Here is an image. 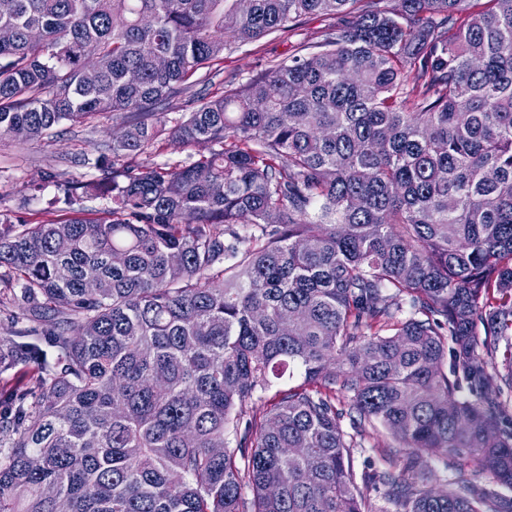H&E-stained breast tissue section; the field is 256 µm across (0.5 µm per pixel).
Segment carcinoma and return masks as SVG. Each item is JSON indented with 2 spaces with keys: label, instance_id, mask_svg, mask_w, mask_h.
<instances>
[{
  "label": "carcinoma",
  "instance_id": "obj_1",
  "mask_svg": "<svg viewBox=\"0 0 512 512\" xmlns=\"http://www.w3.org/2000/svg\"><path fill=\"white\" fill-rule=\"evenodd\" d=\"M312 16L320 40L169 117ZM110 115L99 176L48 200L102 217H0L33 337L0 336V373L35 375L4 396L0 512H504L416 457L512 488V0H0V135ZM161 135L195 159L118 163ZM338 390L402 473L356 472ZM417 467L431 476L436 484H444L456 477H464L472 482L486 487L495 488L498 493L507 499H512V488L499 485L491 474L481 468L478 461L469 455L426 456L416 459Z\"/></svg>",
  "mask_w": 512,
  "mask_h": 512
}]
</instances>
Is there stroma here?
<instances>
[{
	"label": "stroma",
	"instance_id": "35a3bbf8",
	"mask_svg": "<svg viewBox=\"0 0 512 512\" xmlns=\"http://www.w3.org/2000/svg\"><path fill=\"white\" fill-rule=\"evenodd\" d=\"M324 18L307 19L297 29L260 38L225 51L219 68L225 77L244 81L263 72L269 62L291 55L298 44H313L324 27ZM115 120L103 118L89 124L63 125L58 135L22 140L0 135V213L21 216L27 223L49 221L45 203L55 192L54 183L63 178L73 183L91 179L88 161L96 148L112 141ZM352 450L356 469L379 468L400 472L409 458L408 449L383 426L362 429L354 437ZM418 468L431 476L433 483L464 477L486 487H497L499 494L512 499V488L498 486L496 479L469 455L421 456Z\"/></svg>",
	"mask_w": 512,
	"mask_h": 512
}]
</instances>
